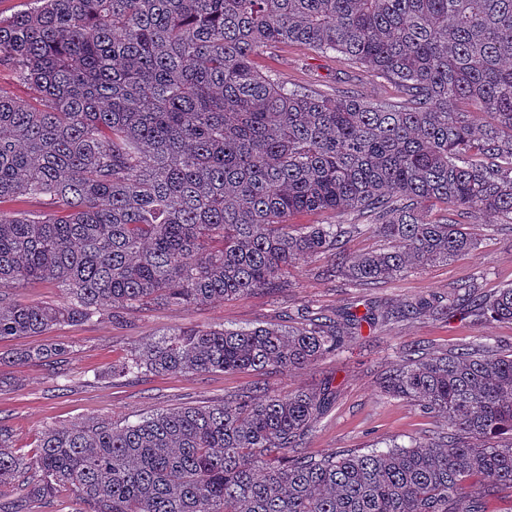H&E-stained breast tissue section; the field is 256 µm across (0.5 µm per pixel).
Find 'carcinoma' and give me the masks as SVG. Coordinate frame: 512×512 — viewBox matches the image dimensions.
<instances>
[{"label": "carcinoma", "mask_w": 512, "mask_h": 512, "mask_svg": "<svg viewBox=\"0 0 512 512\" xmlns=\"http://www.w3.org/2000/svg\"><path fill=\"white\" fill-rule=\"evenodd\" d=\"M0 18V69L41 94L0 96V340L116 308L186 307L286 287L288 268L371 287L466 256V224L512 221V0H36ZM274 44L339 55L397 92L372 101L289 88L253 57ZM445 205L430 220L425 202ZM297 211L366 216L299 224ZM382 247L345 256L349 238ZM44 281L61 306L16 301ZM512 322V286L288 325L180 327L112 365L143 372L293 371L336 356L362 325ZM70 346L18 360H58ZM383 391L445 419L431 441L310 457L333 396L237 395L115 426L49 427L36 452L0 426V495L65 492L81 512H489L512 498V354L490 343L402 351Z\"/></svg>", "instance_id": "cac0c4a2"}]
</instances>
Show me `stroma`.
I'll return each mask as SVG.
<instances>
[{"mask_svg": "<svg viewBox=\"0 0 512 512\" xmlns=\"http://www.w3.org/2000/svg\"><path fill=\"white\" fill-rule=\"evenodd\" d=\"M254 63L287 85L329 95L343 89L374 101L395 95L390 86L361 70L294 46L273 47L256 55ZM470 230L479 247L469 256L412 269L373 288H355L346 280L323 275L328 260L320 257L291 268L283 289L258 290L185 308L162 304L126 308L109 318L60 324L43 336L1 340L0 424L11 430L17 448L31 454L41 432L50 426L95 418L121 424L162 409L216 404L259 389L281 395L319 391L329 381L335 394L306 438L308 454L364 452L435 435L445 429L444 419L425 414L418 402L386 396L380 389V378L396 362L399 348L419 344L435 354L489 340L508 353L512 351L511 322L485 319L477 323L459 311L446 319L422 317L365 327L359 336L347 340L336 357L289 372L147 373L115 381L110 371L113 364L178 327L280 325L306 308L331 312L444 297L455 283L467 278L477 279L488 292L512 285V222L499 219L471 225ZM56 343L71 348L62 363L9 361L12 353Z\"/></svg>", "mask_w": 512, "mask_h": 512, "instance_id": "stroma-1", "label": "stroma"}]
</instances>
